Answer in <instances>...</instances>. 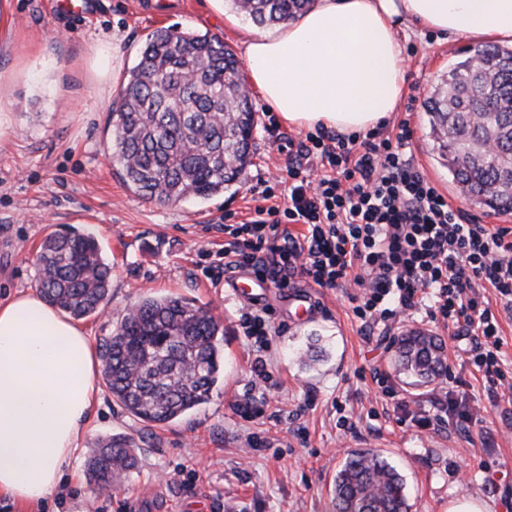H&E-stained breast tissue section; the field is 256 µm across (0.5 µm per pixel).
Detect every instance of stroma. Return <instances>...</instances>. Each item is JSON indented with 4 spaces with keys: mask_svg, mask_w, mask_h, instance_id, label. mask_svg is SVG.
<instances>
[{
    "mask_svg": "<svg viewBox=\"0 0 512 512\" xmlns=\"http://www.w3.org/2000/svg\"><path fill=\"white\" fill-rule=\"evenodd\" d=\"M168 27L215 35L239 58L257 30L227 2L215 8L208 0H83L63 12L51 0H0V107L13 120L12 139L0 149V300L37 289L34 257L42 240L74 229L97 240L112 269L105 310L84 320L94 346L147 295L192 299L224 326L223 372L207 403L150 427L103 391L58 491L28 508L0 495V512H130L134 501L139 512H333L336 473L354 451L374 452L396 469L409 512H448L462 499L483 503L487 512H512V397H492L479 374L456 361L441 324L418 314L366 331L348 290L299 280L248 299L236 295L231 280L217 278L224 263L217 225L248 217L251 189L260 182L284 192L289 145L304 130L283 125L254 92V156L223 194L161 205L125 185L110 161L120 88L99 76L111 70V57L94 59L91 49L122 32L127 71L148 35ZM397 37L406 92L384 121L385 133L397 134L400 122L409 121L406 152L449 205L470 223L512 231V213L475 206L456 189L430 136L427 101L472 40L412 24L399 27ZM256 305L271 311L267 359L276 387L264 416L248 423L236 402L251 385L255 354L238 318ZM410 329L444 340L448 373L427 388L408 386L394 370L398 341ZM311 341L323 355L308 368L300 355ZM377 371L410 403L448 388L465 393L473 422L441 431L417 427L382 395ZM342 416L348 427L338 425ZM118 433L133 438L137 465L117 477L112 492H95L88 456L98 439ZM249 433L257 435V449L245 447Z\"/></svg>",
    "mask_w": 512,
    "mask_h": 512,
    "instance_id": "35a3bbf8",
    "label": "stroma"
}]
</instances>
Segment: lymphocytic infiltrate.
Segmentation results:
<instances>
[{
  "label": "lymphocytic infiltrate",
  "mask_w": 512,
  "mask_h": 512,
  "mask_svg": "<svg viewBox=\"0 0 512 512\" xmlns=\"http://www.w3.org/2000/svg\"><path fill=\"white\" fill-rule=\"evenodd\" d=\"M411 134L406 121L393 137L308 133L288 161L283 199L265 187L247 219L225 225L224 271L246 270L276 288L298 279L355 285L353 312L368 330L425 313L452 340H467L461 362L495 391L505 379L504 340L483 289L512 311V240L448 204L407 158ZM410 412L426 429L473 418L447 391Z\"/></svg>",
  "instance_id": "1"
}]
</instances>
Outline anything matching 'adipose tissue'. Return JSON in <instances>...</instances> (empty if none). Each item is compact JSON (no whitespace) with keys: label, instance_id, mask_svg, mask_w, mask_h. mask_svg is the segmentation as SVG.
Returning <instances> with one entry per match:
<instances>
[{"label":"adipose tissue","instance_id":"adipose-tissue-1","mask_svg":"<svg viewBox=\"0 0 512 512\" xmlns=\"http://www.w3.org/2000/svg\"><path fill=\"white\" fill-rule=\"evenodd\" d=\"M512 43V0H313L278 34L244 42L251 84L291 128L375 129L405 89L395 28ZM85 328L27 291L0 301V495L51 497L100 400Z\"/></svg>","mask_w":512,"mask_h":512}]
</instances>
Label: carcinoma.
Instances as JSON below:
<instances>
[{
  "instance_id": "obj_1",
  "label": "carcinoma",
  "mask_w": 512,
  "mask_h": 512,
  "mask_svg": "<svg viewBox=\"0 0 512 512\" xmlns=\"http://www.w3.org/2000/svg\"><path fill=\"white\" fill-rule=\"evenodd\" d=\"M311 0H233L259 27L296 18ZM431 135L460 192L478 206L512 212V50L466 52L429 98ZM110 160L146 200L206 198L238 181L250 163L256 117L234 54L210 34L160 28L147 39L121 90ZM39 288L75 318L102 313L112 268L97 241L50 234L36 254ZM222 322L181 296H147L102 345V377L137 420L166 425L206 403L222 366ZM399 373L420 385L448 371L442 340L423 331L399 339ZM132 438L111 435L90 460V483L112 491L135 467ZM335 512H408L400 475L379 456L354 452L338 472Z\"/></svg>"
}]
</instances>
